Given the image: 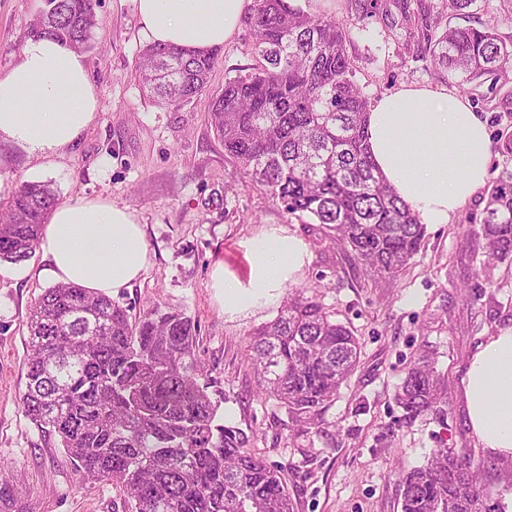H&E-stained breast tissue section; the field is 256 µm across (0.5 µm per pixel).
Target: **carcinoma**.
<instances>
[{"instance_id":"carcinoma-1","label":"carcinoma","mask_w":512,"mask_h":512,"mask_svg":"<svg viewBox=\"0 0 512 512\" xmlns=\"http://www.w3.org/2000/svg\"><path fill=\"white\" fill-rule=\"evenodd\" d=\"M248 24L258 64L224 83L208 122L224 153L291 214L306 215L350 248L381 279L418 252L426 225L378 173L365 146L368 101L355 80L342 22L312 16L289 0H255ZM476 0L419 3L350 0L357 13L386 18L423 44L434 72L464 83L499 74L512 41L486 27H448L450 11ZM99 0H43L33 34L83 52L94 49ZM217 51L147 44L135 79L153 101L174 105L207 91ZM58 204L43 182L0 203V263L27 260ZM479 237L487 261L512 264V169L488 188ZM23 412L64 449L85 480L107 481L132 512H295L281 468L249 451L251 436L228 424L214 367L200 356L198 326L183 312L134 319L112 298L79 286L44 289L27 321ZM362 343L314 297L288 298L257 328L249 359L258 389L307 425L359 363ZM404 419L445 412L446 392L428 356L395 396ZM480 464L439 448L400 474L401 512H506L479 478Z\"/></svg>"}]
</instances>
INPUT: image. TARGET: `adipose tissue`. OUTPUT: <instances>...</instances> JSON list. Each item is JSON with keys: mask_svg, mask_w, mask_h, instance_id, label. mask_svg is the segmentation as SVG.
Returning <instances> with one entry per match:
<instances>
[{"mask_svg": "<svg viewBox=\"0 0 512 512\" xmlns=\"http://www.w3.org/2000/svg\"><path fill=\"white\" fill-rule=\"evenodd\" d=\"M147 42L196 50L235 35L250 0H133ZM98 90L85 57L47 37H32L0 75V140L44 163L75 142L97 118ZM369 155L423 224H445L484 186L491 139L480 115L447 89L405 86L367 115ZM41 274L112 296L149 260L137 215L106 200L56 206L44 229ZM247 280L216 269L212 286L230 314L253 308L304 266L301 238L279 230L248 246ZM466 423L482 448L512 457V325L479 344L461 378Z\"/></svg>", "mask_w": 512, "mask_h": 512, "instance_id": "1", "label": "adipose tissue"}]
</instances>
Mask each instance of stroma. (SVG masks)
Listing matches in <instances>:
<instances>
[{
	"label": "stroma",
	"mask_w": 512,
	"mask_h": 512,
	"mask_svg": "<svg viewBox=\"0 0 512 512\" xmlns=\"http://www.w3.org/2000/svg\"><path fill=\"white\" fill-rule=\"evenodd\" d=\"M43 0H0V74L31 36ZM312 15L350 31L355 79L369 101L404 85L443 86L466 99L490 135L512 130V62L503 75L467 86L437 78L424 49L385 19L361 17L348 0H300ZM96 48L85 58L99 91L97 119L50 166L0 142V200L23 183L50 184L59 201L106 199L136 213L149 263L114 300L141 317L153 309L184 312L198 325L199 350L216 365L225 420L247 429L250 450L282 466L295 512H400L399 473L449 447L480 461L491 490L512 489V471L481 448L463 408L460 380L478 344L512 324V269L482 273L477 235L485 205L475 196L445 224H431L401 274L373 280L351 253L331 243L308 217L289 214L224 153L208 112L226 79L255 65L253 34L240 23L219 50L207 93L171 107L154 103L134 79L145 41L132 0H100ZM449 25H494L512 38V0H474ZM284 228L303 239L308 259L274 301L231 316L212 273L248 277L247 247ZM42 250L19 264L0 263V483L14 512H128L111 483L86 484L73 463L46 446L21 410L28 312L49 279ZM314 287L317 298L363 343L360 364L320 422L300 432L286 425L274 399L261 395L246 356L251 332L273 320L289 292ZM448 381L445 415L406 423L394 393L421 353Z\"/></svg>",
	"instance_id": "stroma-1"
}]
</instances>
